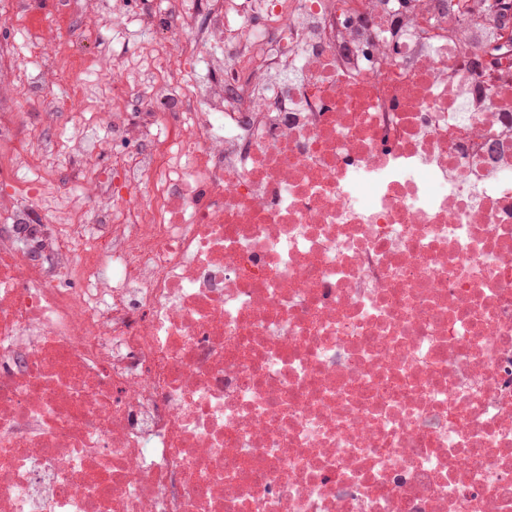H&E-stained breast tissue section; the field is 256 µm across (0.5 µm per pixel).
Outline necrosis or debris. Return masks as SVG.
Masks as SVG:
<instances>
[{
	"instance_id": "necrosis-or-debris-1",
	"label": "necrosis or debris",
	"mask_w": 512,
	"mask_h": 512,
	"mask_svg": "<svg viewBox=\"0 0 512 512\" xmlns=\"http://www.w3.org/2000/svg\"><path fill=\"white\" fill-rule=\"evenodd\" d=\"M144 85L0 48V512H512V21L164 0ZM222 53L204 58L203 46ZM205 59L208 76L184 77ZM97 113L100 195L28 129Z\"/></svg>"
}]
</instances>
